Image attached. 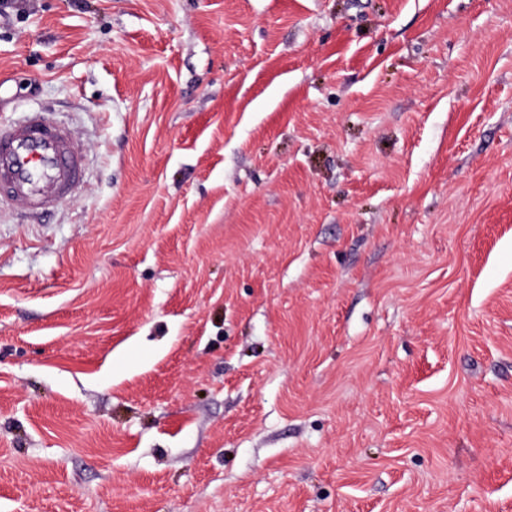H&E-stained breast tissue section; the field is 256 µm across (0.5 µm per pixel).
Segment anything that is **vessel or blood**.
Here are the masks:
<instances>
[{
  "mask_svg": "<svg viewBox=\"0 0 512 512\" xmlns=\"http://www.w3.org/2000/svg\"><path fill=\"white\" fill-rule=\"evenodd\" d=\"M85 159L68 130L48 113L0 122V201L41 213L56 208L78 188Z\"/></svg>",
  "mask_w": 512,
  "mask_h": 512,
  "instance_id": "1",
  "label": "vessel or blood"
}]
</instances>
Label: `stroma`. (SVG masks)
I'll return each instance as SVG.
<instances>
[{"instance_id": "stroma-1", "label": "stroma", "mask_w": 512, "mask_h": 512, "mask_svg": "<svg viewBox=\"0 0 512 512\" xmlns=\"http://www.w3.org/2000/svg\"><path fill=\"white\" fill-rule=\"evenodd\" d=\"M0 512H512V0H24ZM84 155L68 130L47 112L0 122V201L32 212L56 208L78 188Z\"/></svg>"}]
</instances>
